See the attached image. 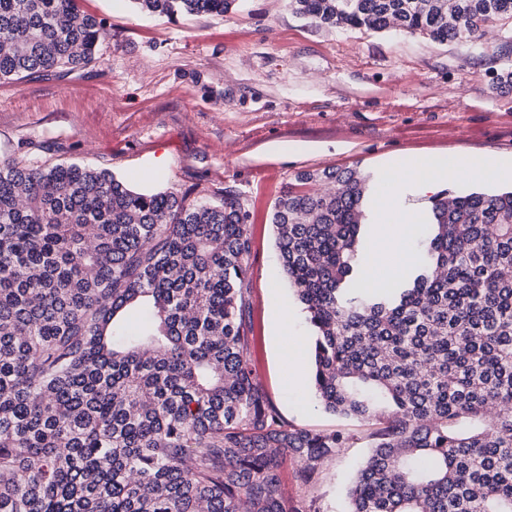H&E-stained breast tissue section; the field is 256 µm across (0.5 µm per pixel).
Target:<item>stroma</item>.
<instances>
[{
    "instance_id": "obj_1",
    "label": "stroma",
    "mask_w": 512,
    "mask_h": 512,
    "mask_svg": "<svg viewBox=\"0 0 512 512\" xmlns=\"http://www.w3.org/2000/svg\"><path fill=\"white\" fill-rule=\"evenodd\" d=\"M107 36L92 66L0 83V160L77 163L139 191L229 187L251 214L249 288L255 375L288 423L353 442L301 481L281 478L298 512H346L370 425L317 405L311 381L288 386L281 353L308 339L307 315L278 271L270 222L298 173L354 168L374 191L408 159L512 160V22L445 44L402 32L329 29L288 0H236L224 16L171 21L131 0H84Z\"/></svg>"
}]
</instances>
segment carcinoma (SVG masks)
<instances>
[{"instance_id":"1","label":"carcinoma","mask_w":512,"mask_h":512,"mask_svg":"<svg viewBox=\"0 0 512 512\" xmlns=\"http://www.w3.org/2000/svg\"><path fill=\"white\" fill-rule=\"evenodd\" d=\"M80 0H0V82L87 68ZM235 0H132L174 19ZM321 27L447 43L512 0H288ZM357 170L274 203L325 411L374 426L349 512H512V190L432 198L416 262L370 288ZM249 212L226 188L139 193L75 163L0 160V512H298L281 472L349 445L297 428L249 356Z\"/></svg>"}]
</instances>
